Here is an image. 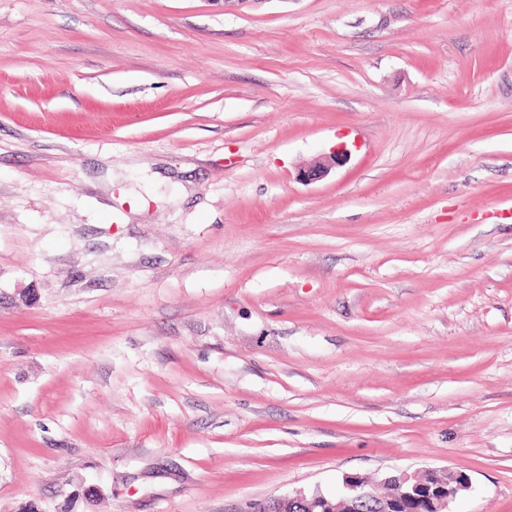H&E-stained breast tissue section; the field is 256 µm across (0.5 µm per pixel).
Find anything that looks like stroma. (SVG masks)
I'll return each mask as SVG.
<instances>
[{
  "label": "stroma",
  "mask_w": 512,
  "mask_h": 512,
  "mask_svg": "<svg viewBox=\"0 0 512 512\" xmlns=\"http://www.w3.org/2000/svg\"><path fill=\"white\" fill-rule=\"evenodd\" d=\"M507 207L512 0H0V512H512ZM438 476L439 474L434 469L424 470L422 476L402 471L394 479V483L391 481V484H388L394 486V492L391 495L379 497L373 492L375 486L363 480L362 476H346L344 480L345 495L342 502L347 503V506L350 508L347 512H356L354 508L359 501L363 502L361 504L362 511L371 512V503L364 502L373 499H376V503L375 511L372 512H398L399 506L404 502L410 499H417L426 494L431 500V512H450L448 511L450 502L461 491L470 488L469 481L465 477L463 480H459L456 486L446 487L438 483L428 482L425 479L430 478L433 480ZM294 494H288L286 496L276 498L278 504V510L275 512H296V508L299 506H305L313 508L316 503H320V498L325 500V497L320 493H313V496L309 499L305 491L296 490ZM320 508H313L314 512H320Z\"/></svg>",
  "instance_id": "obj_1"
}]
</instances>
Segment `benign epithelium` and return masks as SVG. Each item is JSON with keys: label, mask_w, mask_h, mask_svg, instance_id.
Here are the masks:
<instances>
[{"label": "benign epithelium", "mask_w": 512, "mask_h": 512, "mask_svg": "<svg viewBox=\"0 0 512 512\" xmlns=\"http://www.w3.org/2000/svg\"><path fill=\"white\" fill-rule=\"evenodd\" d=\"M344 155V151L339 150L330 157L329 160L315 165L303 171L301 177L306 182L319 180L327 175L331 166L339 161ZM438 477L434 469H427L424 474L418 476L414 473L402 471L394 479V492L388 496H376L373 492L374 485L363 480L359 475L345 477L344 488L345 495L343 502L349 507L348 512H354L358 502L367 500H376L375 512H399V506L410 499H417L422 495H427L430 499L431 512H448L450 502L457 495L470 488L469 481L460 480L454 487H446L433 482ZM322 494L315 493L308 496L303 490H296L292 494L277 499V512H296L299 506L311 508L320 502Z\"/></svg>", "instance_id": "obj_1"}]
</instances>
